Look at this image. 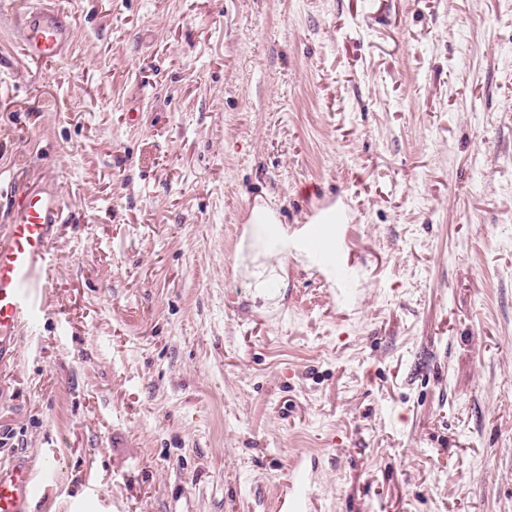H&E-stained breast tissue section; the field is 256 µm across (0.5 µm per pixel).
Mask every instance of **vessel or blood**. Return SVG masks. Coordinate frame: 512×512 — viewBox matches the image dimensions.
Here are the masks:
<instances>
[{"instance_id": "vessel-or-blood-1", "label": "vessel or blood", "mask_w": 512, "mask_h": 512, "mask_svg": "<svg viewBox=\"0 0 512 512\" xmlns=\"http://www.w3.org/2000/svg\"><path fill=\"white\" fill-rule=\"evenodd\" d=\"M72 39L53 0H37L24 16L22 42L28 55L39 62L62 56ZM67 206L59 190L44 183L24 188L12 224L0 230V367L13 363L24 327L34 323L41 310L39 292L46 287L50 254ZM257 248L281 259L303 256L312 268L326 273L334 294H348L351 269L345 264L340 225L322 218L307 224L295 240L283 238L280 225L253 227ZM41 483L23 458L0 462V512H29Z\"/></svg>"}]
</instances>
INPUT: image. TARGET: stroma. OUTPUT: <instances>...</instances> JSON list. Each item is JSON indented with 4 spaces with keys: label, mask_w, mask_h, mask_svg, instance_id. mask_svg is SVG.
Instances as JSON below:
<instances>
[{
    "label": "stroma",
    "mask_w": 512,
    "mask_h": 512,
    "mask_svg": "<svg viewBox=\"0 0 512 512\" xmlns=\"http://www.w3.org/2000/svg\"><path fill=\"white\" fill-rule=\"evenodd\" d=\"M55 6L47 64L0 14V228L70 209L0 369L34 512H512V0ZM257 206L336 210L346 300Z\"/></svg>",
    "instance_id": "stroma-1"
}]
</instances>
